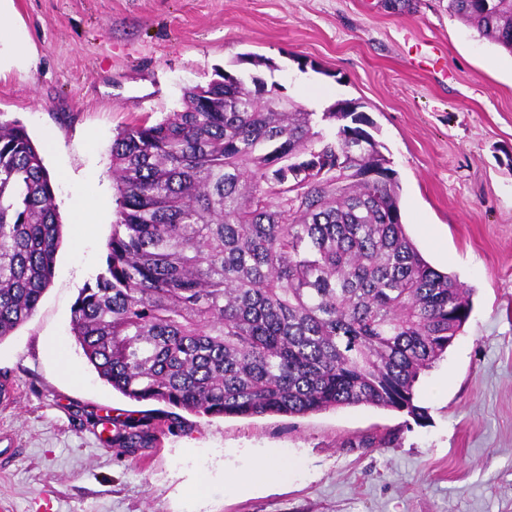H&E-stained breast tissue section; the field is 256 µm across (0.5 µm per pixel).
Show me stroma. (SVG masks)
Returning <instances> with one entry per match:
<instances>
[{"mask_svg": "<svg viewBox=\"0 0 512 512\" xmlns=\"http://www.w3.org/2000/svg\"><path fill=\"white\" fill-rule=\"evenodd\" d=\"M448 0H13L0 115L54 186L62 242L35 314L0 340V512H512V54ZM255 54L270 67L235 65ZM256 73L307 109L358 102L397 173L406 231L471 291L472 311L414 387L420 416L181 412L151 448L106 440L166 405L112 390L71 333L117 218L112 141L180 109L215 72ZM98 208L91 227L70 205ZM288 453L255 483L248 456ZM210 472L191 500L194 470Z\"/></svg>", "mask_w": 512, "mask_h": 512, "instance_id": "obj_1", "label": "stroma"}]
</instances>
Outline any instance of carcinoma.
<instances>
[{
	"label": "carcinoma",
	"instance_id": "carcinoma-1",
	"mask_svg": "<svg viewBox=\"0 0 512 512\" xmlns=\"http://www.w3.org/2000/svg\"><path fill=\"white\" fill-rule=\"evenodd\" d=\"M484 2L448 14L512 54V0ZM182 100L112 142L118 217L71 316L88 363L132 400L203 416L416 413L414 384L470 306L407 235L373 121L228 71ZM60 237L40 153L0 119V341L35 313ZM152 440L129 424L112 443Z\"/></svg>",
	"mask_w": 512,
	"mask_h": 512
}]
</instances>
